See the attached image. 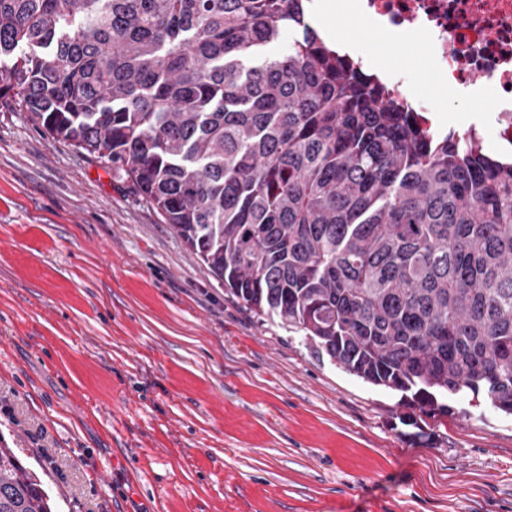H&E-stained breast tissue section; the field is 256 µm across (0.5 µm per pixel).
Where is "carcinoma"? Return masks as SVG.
I'll return each mask as SVG.
<instances>
[{
  "instance_id": "obj_1",
  "label": "carcinoma",
  "mask_w": 512,
  "mask_h": 512,
  "mask_svg": "<svg viewBox=\"0 0 512 512\" xmlns=\"http://www.w3.org/2000/svg\"><path fill=\"white\" fill-rule=\"evenodd\" d=\"M304 3L0 0V98L129 178L258 319L426 415H512V163L422 128ZM0 512H53L2 445Z\"/></svg>"
}]
</instances>
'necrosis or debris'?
<instances>
[{
  "instance_id": "necrosis-or-debris-1",
  "label": "necrosis or debris",
  "mask_w": 512,
  "mask_h": 512,
  "mask_svg": "<svg viewBox=\"0 0 512 512\" xmlns=\"http://www.w3.org/2000/svg\"><path fill=\"white\" fill-rule=\"evenodd\" d=\"M370 30L425 44L441 85L465 94L488 87L478 139L512 151V0H362Z\"/></svg>"
}]
</instances>
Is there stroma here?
Here are the masks:
<instances>
[{
  "mask_svg": "<svg viewBox=\"0 0 512 512\" xmlns=\"http://www.w3.org/2000/svg\"><path fill=\"white\" fill-rule=\"evenodd\" d=\"M331 22L473 119L425 47ZM400 393L258 320L125 177L0 100V438L57 512H512V416Z\"/></svg>",
  "mask_w": 512,
  "mask_h": 512,
  "instance_id": "1",
  "label": "stroma"
}]
</instances>
